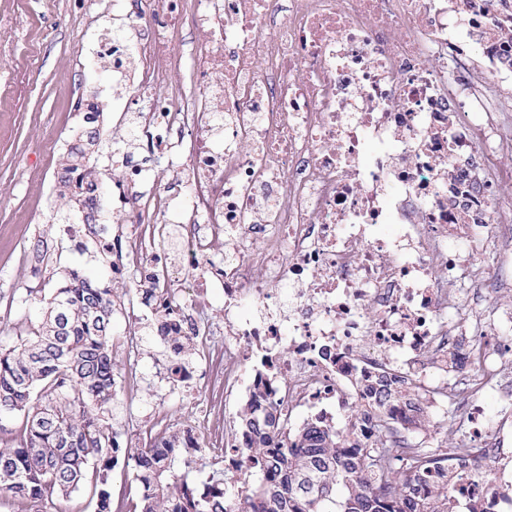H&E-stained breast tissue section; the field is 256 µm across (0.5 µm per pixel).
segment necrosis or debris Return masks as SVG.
<instances>
[{"label":"necrosis or debris","instance_id":"necrosis-or-debris-1","mask_svg":"<svg viewBox=\"0 0 512 512\" xmlns=\"http://www.w3.org/2000/svg\"><path fill=\"white\" fill-rule=\"evenodd\" d=\"M97 48L129 87L112 126L135 121L149 162L112 170V282L197 339L170 374L210 392L184 431L223 449L228 512L261 475L238 406L370 439L382 378L434 416L455 402L454 494L512 512V304L483 305L485 249L512 260V0H140Z\"/></svg>","mask_w":512,"mask_h":512}]
</instances>
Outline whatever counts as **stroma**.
Wrapping results in <instances>:
<instances>
[{"label":"stroma","mask_w":512,"mask_h":512,"mask_svg":"<svg viewBox=\"0 0 512 512\" xmlns=\"http://www.w3.org/2000/svg\"><path fill=\"white\" fill-rule=\"evenodd\" d=\"M16 14L22 16L23 26L0 27V49L12 54L11 59L0 58V73L11 71L15 81L13 96L0 105V346L11 345L17 332L40 315L39 305L27 298L28 289L55 286L48 278L35 280L27 274L37 241L47 242L49 265L95 270L102 285L112 283L111 269L99 266L96 246L74 248L62 239L54 211L41 208L43 191L57 179L56 166L48 162L50 150L69 140L83 123L69 109L72 94L105 107L99 119L98 153L104 188L112 186L114 159L144 161L137 146L127 145V132H112L110 106L119 88L111 67L93 50L96 37L120 30L122 19L105 9L88 24L69 16L63 0H56L50 16L44 14L41 0H0L1 16L9 19ZM134 313L138 353L132 358L118 352L116 362L120 374L134 373L138 397L132 402L115 398L110 405L112 422L130 427L150 413L162 412L170 426H177L187 408L171 396L172 385L165 379L169 351L149 330V309L139 304Z\"/></svg>","instance_id":"obj_1"}]
</instances>
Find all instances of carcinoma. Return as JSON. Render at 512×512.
Listing matches in <instances>:
<instances>
[{
    "instance_id": "cac0c4a2",
    "label": "carcinoma",
    "mask_w": 512,
    "mask_h": 512,
    "mask_svg": "<svg viewBox=\"0 0 512 512\" xmlns=\"http://www.w3.org/2000/svg\"><path fill=\"white\" fill-rule=\"evenodd\" d=\"M86 126L58 162L59 207L92 214L101 198L98 171L91 157L101 131L94 126L99 104ZM86 169L82 191L69 189L70 173ZM58 287L42 295L40 320L8 347L0 348V418L23 415L18 436L0 434V500L9 512H43L47 505L70 501L91 484L95 512H228L224 472L214 470L197 483L189 473L206 466L203 449L181 430L155 437L136 448L131 505L112 499L111 471L117 460L116 432L109 415L117 364L112 319L121 297L116 288L99 287L98 278L65 266L53 271ZM382 401L404 402L413 426L394 439L388 422L367 444L352 429L313 421L288 435L274 411L260 417L251 408L239 416L252 437L249 455L261 461L267 477L248 486L239 512H456L448 492V457L465 452L448 422L433 439L432 419L414 392L386 381L371 387ZM273 433L292 437L294 446L268 451Z\"/></svg>"
}]
</instances>
